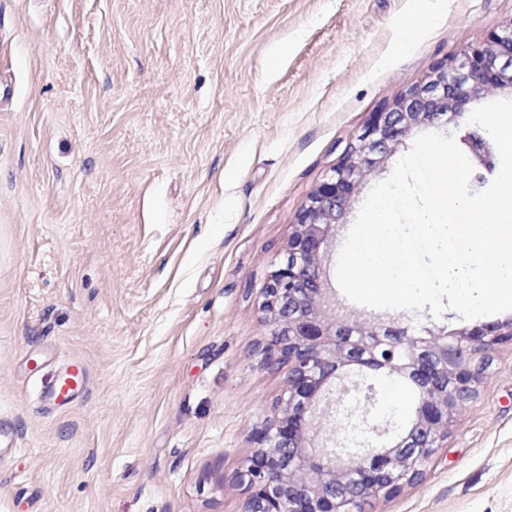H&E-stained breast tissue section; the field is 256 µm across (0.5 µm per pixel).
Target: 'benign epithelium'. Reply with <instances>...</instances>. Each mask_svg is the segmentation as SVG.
<instances>
[{
	"instance_id": "1",
	"label": "benign epithelium",
	"mask_w": 512,
	"mask_h": 512,
	"mask_svg": "<svg viewBox=\"0 0 512 512\" xmlns=\"http://www.w3.org/2000/svg\"><path fill=\"white\" fill-rule=\"evenodd\" d=\"M512 85V19L483 45L429 67L392 105L372 113L346 145L336 168L301 205L282 258L261 288L260 309L272 330L259 345L269 366L288 369L279 412L254 434L241 478V512H365L419 480L448 438L454 417L474 399L484 364L512 345V322L425 329L352 324L330 312L324 263L331 237L355 195L358 178L389 155L411 130L459 117L488 90ZM476 170L495 166L494 144L470 131L462 139ZM370 369L410 381L419 400L405 428L387 438L378 397L356 398L362 447L342 448L336 431L349 419L341 386L349 372Z\"/></svg>"
}]
</instances>
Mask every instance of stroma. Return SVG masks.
Wrapping results in <instances>:
<instances>
[{"mask_svg":"<svg viewBox=\"0 0 512 512\" xmlns=\"http://www.w3.org/2000/svg\"><path fill=\"white\" fill-rule=\"evenodd\" d=\"M0 0V415L20 451L0 512H241L253 431L286 375L255 349L259 290L301 204L373 112L484 44L512 0ZM401 144L359 185L344 244ZM337 315L465 327L348 300ZM83 360L61 411L34 349ZM367 512H512V346L423 478ZM430 1L411 0L402 23L401 38L396 40L389 49V53L402 51L406 40L411 37L420 26V21L434 16V9Z\"/></svg>","mask_w":512,"mask_h":512,"instance_id":"stroma-1","label":"stroma"}]
</instances>
